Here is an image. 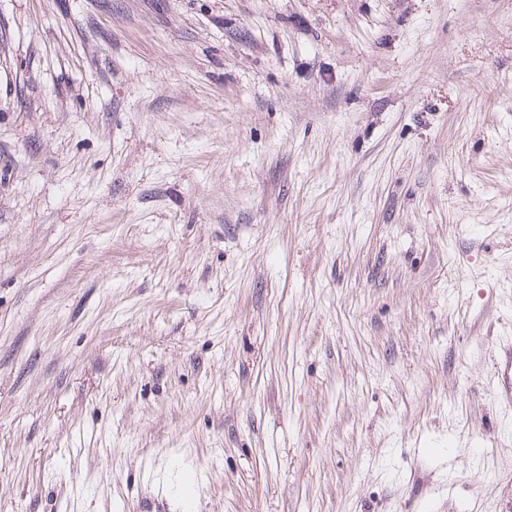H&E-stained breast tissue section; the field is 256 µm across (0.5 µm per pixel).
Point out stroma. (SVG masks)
I'll return each mask as SVG.
<instances>
[{
	"mask_svg": "<svg viewBox=\"0 0 512 512\" xmlns=\"http://www.w3.org/2000/svg\"><path fill=\"white\" fill-rule=\"evenodd\" d=\"M512 0H0V512H512ZM494 378L495 398L505 406H512V336H501L498 340V358Z\"/></svg>",
	"mask_w": 512,
	"mask_h": 512,
	"instance_id": "obj_1",
	"label": "stroma"
}]
</instances>
